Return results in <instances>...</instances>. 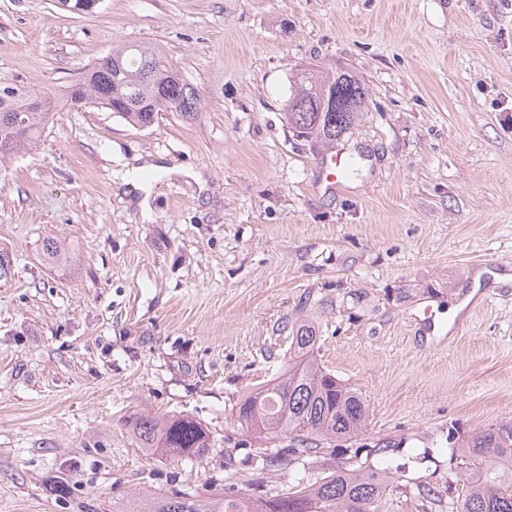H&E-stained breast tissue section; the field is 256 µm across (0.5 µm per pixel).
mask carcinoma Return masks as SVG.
I'll list each match as a JSON object with an SVG mask.
<instances>
[{
	"label": "carcinoma",
	"instance_id": "cac0c4a2",
	"mask_svg": "<svg viewBox=\"0 0 512 512\" xmlns=\"http://www.w3.org/2000/svg\"><path fill=\"white\" fill-rule=\"evenodd\" d=\"M90 80L71 86L66 101L80 98L104 107L126 122L149 128L161 112L184 120L200 111L198 94L155 46L123 44L112 48L107 61L97 62ZM368 90L353 75L305 70L296 76L286 103L288 127L317 144L332 145L362 114ZM14 111L0 113V162L33 146L48 119L30 98L12 99ZM42 252L52 263L67 259L57 239H44ZM318 341L315 326L301 323L291 346L297 363L284 378L250 391L235 404L237 422L256 437L284 435L286 448L265 457L263 469L286 470L305 456L321 453V442L357 434L368 417L362 395L340 383L313 357ZM136 447L148 455L203 459L213 452L210 430L189 414L151 415L136 412L124 423ZM451 457L471 466L464 497L456 512H512V427L459 438ZM388 477L370 469L334 468L320 480L296 491L267 498L248 496L230 485L224 493L198 499L187 494L154 496L121 512H376Z\"/></svg>",
	"mask_w": 512,
	"mask_h": 512
}]
</instances>
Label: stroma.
<instances>
[{
    "label": "stroma",
    "mask_w": 512,
    "mask_h": 512,
    "mask_svg": "<svg viewBox=\"0 0 512 512\" xmlns=\"http://www.w3.org/2000/svg\"><path fill=\"white\" fill-rule=\"evenodd\" d=\"M121 43L158 46L199 116L140 129L67 103ZM305 69L369 91L337 142L359 171L333 190L285 119ZM13 88L54 104L0 164V512L270 497L338 465L388 475L378 512L457 499L450 436L512 424V0H0ZM48 237L69 261H44ZM301 319L368 419L263 475L260 446L287 441L259 444L234 406L282 374ZM143 411L193 416L216 452L144 455L123 426Z\"/></svg>",
    "instance_id": "obj_1"
}]
</instances>
